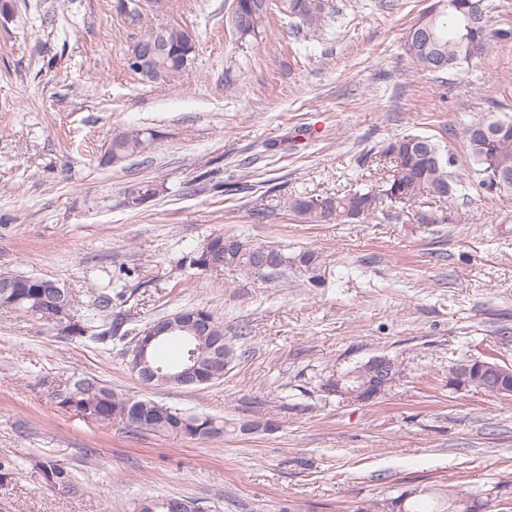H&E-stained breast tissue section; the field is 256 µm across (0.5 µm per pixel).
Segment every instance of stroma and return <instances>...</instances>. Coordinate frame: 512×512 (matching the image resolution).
Here are the masks:
<instances>
[{
	"label": "stroma",
	"instance_id": "stroma-1",
	"mask_svg": "<svg viewBox=\"0 0 512 512\" xmlns=\"http://www.w3.org/2000/svg\"><path fill=\"white\" fill-rule=\"evenodd\" d=\"M429 2L329 0L316 35L276 13L242 44L226 24L233 0H140L135 19L119 0H7L0 269L76 290L140 270L113 316L141 327L200 306L241 357L202 387L146 388L127 341L74 339L0 310V459L16 465L0 480V512H131L164 495L205 512H367L406 485L481 490L483 512L512 501V398L448 386L449 366L470 355L512 365V195L455 209L388 203L347 224L303 223L288 208L298 194L370 188L375 155L395 136L460 154L466 124L512 115V42L439 79L404 56ZM162 23L194 34L195 58L150 83L127 61ZM130 129L147 149L106 163ZM144 185L151 196L131 203ZM219 233L291 257L312 251L320 265L277 280L191 267L190 252ZM382 354L402 373L375 401L320 391L327 375ZM79 376L229 429L207 441L127 433L57 404V385ZM46 457L80 494L46 488L35 466Z\"/></svg>",
	"mask_w": 512,
	"mask_h": 512
}]
</instances>
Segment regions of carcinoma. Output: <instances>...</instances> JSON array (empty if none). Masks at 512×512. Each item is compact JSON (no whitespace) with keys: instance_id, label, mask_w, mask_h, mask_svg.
Listing matches in <instances>:
<instances>
[{"instance_id":"cac0c4a2","label":"carcinoma","mask_w":512,"mask_h":512,"mask_svg":"<svg viewBox=\"0 0 512 512\" xmlns=\"http://www.w3.org/2000/svg\"><path fill=\"white\" fill-rule=\"evenodd\" d=\"M483 0H433L411 25L403 44L405 55L416 70L430 75L458 71L464 66L487 61L494 46L512 40V28H493L485 8L473 16L474 7ZM278 11L298 21V27L310 31L319 29L329 15L328 0H279ZM270 0H233L230 26L241 43L256 37L270 19ZM166 50L156 56L153 67L142 70L135 62L129 68L150 81H165L191 64L195 52L193 34L183 28L165 26ZM471 177L464 178L456 153L441 146L428 136L403 134L388 141L382 155L393 159L394 165L381 184L367 191L350 190L319 200L313 196L289 198V210L305 223H320L334 219L348 223L373 215L386 202L414 203L427 193L439 201L448 202L467 190L473 194H512V116L492 113L466 124L461 132ZM147 147L140 132L122 133L112 138L105 159L118 164L142 153ZM265 251L271 260L270 274L277 275L288 264L315 269L318 255L304 251L291 258L271 246L255 245L236 234L219 233L208 237L189 256L190 265L205 268L207 257L218 256L229 271L254 272L256 255ZM30 275L24 272L0 270V281L12 282L10 288H0V309L17 313L33 321H47L49 305L41 300L39 289L28 284ZM127 284L93 285L94 292L86 306L74 304L69 311L65 332L74 339L95 338L99 341L116 335L136 339L142 327L122 330L124 321L112 319V301L125 295ZM171 341L185 344L180 336H169L152 343L149 359L167 373L182 371L186 358L175 363L157 356L160 345ZM239 357L238 350L224 344L221 359H203L195 373L209 381L224 378V371ZM319 387L328 396L342 400L368 399L378 393L369 362L354 365L320 381ZM454 390L478 389L503 398L512 396V366L490 356L470 360V371L464 379L448 378ZM57 403L66 410L80 412L88 418L124 424L132 434L144 431L161 436L186 437L206 441L224 433V420L182 412L170 416L171 408L135 396H125L102 386L92 378H79L55 392ZM40 475L50 489L59 494L75 495L82 490L71 472L52 459L36 463ZM480 494L472 491L408 486L387 499L386 512H478ZM181 503L182 512H201L198 500L190 497L145 498L142 512H171L170 503Z\"/></svg>"}]
</instances>
